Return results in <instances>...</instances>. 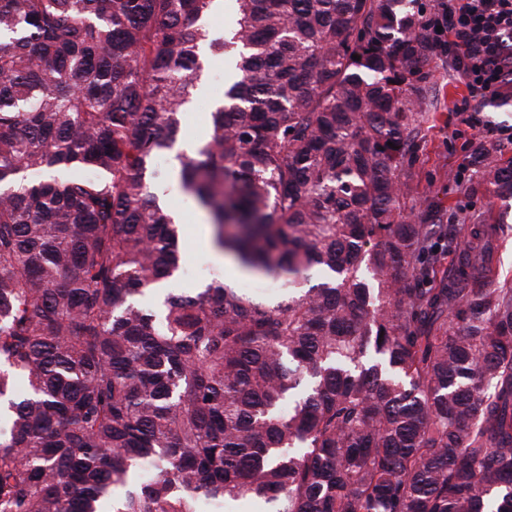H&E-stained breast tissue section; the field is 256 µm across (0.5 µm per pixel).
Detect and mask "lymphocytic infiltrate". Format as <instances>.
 <instances>
[{"label":"lymphocytic infiltrate","instance_id":"obj_1","mask_svg":"<svg viewBox=\"0 0 512 512\" xmlns=\"http://www.w3.org/2000/svg\"><path fill=\"white\" fill-rule=\"evenodd\" d=\"M430 19L457 50L469 99L512 98V0H436Z\"/></svg>","mask_w":512,"mask_h":512}]
</instances>
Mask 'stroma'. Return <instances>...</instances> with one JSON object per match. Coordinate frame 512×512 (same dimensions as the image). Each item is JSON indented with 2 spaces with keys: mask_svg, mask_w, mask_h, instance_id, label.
Wrapping results in <instances>:
<instances>
[{
  "mask_svg": "<svg viewBox=\"0 0 512 512\" xmlns=\"http://www.w3.org/2000/svg\"><path fill=\"white\" fill-rule=\"evenodd\" d=\"M226 75L223 55H209L192 92L195 105L182 123L181 141L193 140L200 123L207 121L208 108L222 94ZM427 95L433 106L425 111L420 122L421 147L416 165L418 193L454 204L455 210L445 216V223L469 224L486 214L493 222L505 225L506 232L496 248L495 266L499 282L512 284V199L497 200L495 208L491 209L486 200L464 198L457 182L461 175L478 176V169L469 163L475 147H482L495 157L512 156V109L473 103L467 111H456L455 106L464 100L466 91L455 81L447 64L435 71ZM475 119L480 122L476 128L471 125ZM494 127L499 133L493 138L489 131ZM158 170L163 201L177 216L183 229L181 251L184 266L202 265L208 269V276H223L226 267L223 257L203 243L209 235L205 215L181 188L172 172L171 159H162ZM208 276L180 275L171 281L170 286L178 291H191L203 287Z\"/></svg>",
  "mask_w": 512,
  "mask_h": 512,
  "instance_id": "stroma-1",
  "label": "stroma"
}]
</instances>
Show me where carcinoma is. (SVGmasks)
I'll list each match as a JSON object with an SVG mask.
<instances>
[{"label":"carcinoma","instance_id":"obj_1","mask_svg":"<svg viewBox=\"0 0 512 512\" xmlns=\"http://www.w3.org/2000/svg\"><path fill=\"white\" fill-rule=\"evenodd\" d=\"M235 2L210 40L221 0H0V512H512L499 228L407 207L448 55L425 0ZM208 50L234 71L185 155ZM161 153L281 301L138 302L179 271ZM480 163L468 192L511 199ZM225 6L224 11L214 13L205 22L214 38L224 36V30L229 28L235 19L234 8L232 9L231 2L226 1Z\"/></svg>","mask_w":512,"mask_h":512}]
</instances>
